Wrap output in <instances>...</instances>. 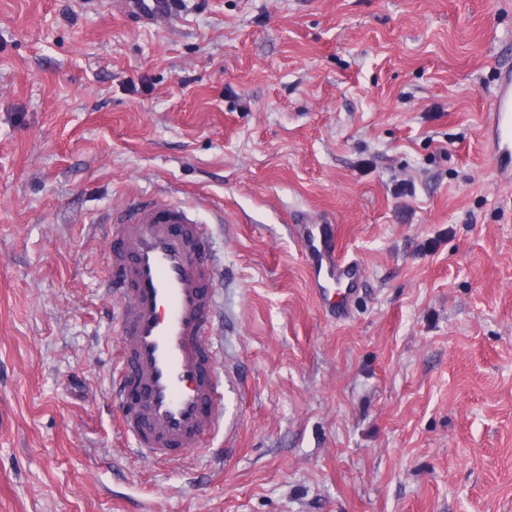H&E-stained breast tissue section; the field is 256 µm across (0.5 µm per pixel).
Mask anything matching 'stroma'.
<instances>
[{
  "label": "stroma",
  "instance_id": "35a3bbf8",
  "mask_svg": "<svg viewBox=\"0 0 512 512\" xmlns=\"http://www.w3.org/2000/svg\"><path fill=\"white\" fill-rule=\"evenodd\" d=\"M512 0H0V512H512ZM211 238L224 420L137 455L110 225ZM364 283L322 313L295 224ZM172 0H114L112 7L116 4H121V9L125 6L132 12H137L141 17L146 20H155L163 18L164 16L172 17L173 13L168 10V5ZM177 1H172L176 3ZM484 135L490 159L502 184H512V69L502 67L490 112L485 113Z\"/></svg>",
  "mask_w": 512,
  "mask_h": 512
}]
</instances>
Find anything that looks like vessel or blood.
Instances as JSON below:
<instances>
[{
    "label": "vessel or blood",
    "instance_id": "obj_1",
    "mask_svg": "<svg viewBox=\"0 0 512 512\" xmlns=\"http://www.w3.org/2000/svg\"><path fill=\"white\" fill-rule=\"evenodd\" d=\"M147 20L167 16L171 0H117ZM484 135L502 184H512V68L497 76ZM311 286L325 312L348 319L363 277L343 255L329 224L297 225ZM110 285L125 310L117 334L125 347L114 366L120 430L133 451L160 460L181 456L214 429L224 396L209 339L217 304L211 269L199 257L208 234L182 208L163 201L135 206L112 226Z\"/></svg>",
    "mask_w": 512,
    "mask_h": 512
}]
</instances>
